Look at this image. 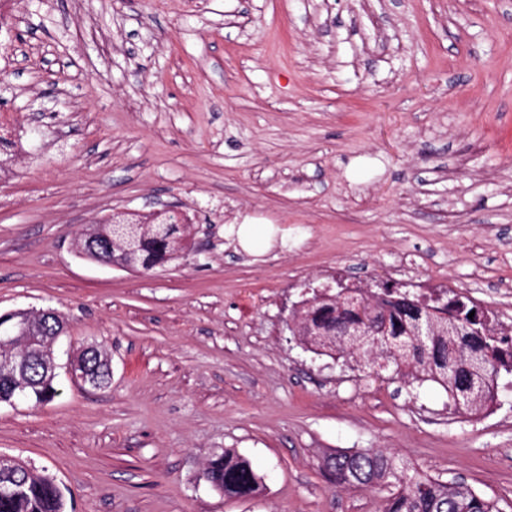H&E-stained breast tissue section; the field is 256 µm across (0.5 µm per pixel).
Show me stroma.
I'll return each mask as SVG.
<instances>
[{"instance_id": "stroma-1", "label": "stroma", "mask_w": 512, "mask_h": 512, "mask_svg": "<svg viewBox=\"0 0 512 512\" xmlns=\"http://www.w3.org/2000/svg\"><path fill=\"white\" fill-rule=\"evenodd\" d=\"M0 313L52 308L56 350L112 361L0 404V454L68 512H381L393 483L334 485L333 449L455 480L512 512V387L491 410L307 351L291 306L397 273L512 324V0H17L0 27ZM192 217L150 272L76 256L117 210ZM288 238L251 254L231 225ZM265 487L203 478L224 449ZM79 369L83 373L78 372V366L69 363L66 374L71 382L94 385H107L111 381L109 365L111 362L107 354L97 347V351H90L84 348L74 359Z\"/></svg>"}]
</instances>
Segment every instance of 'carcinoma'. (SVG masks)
Returning <instances> with one entry per match:
<instances>
[{"label":"carcinoma","mask_w":512,"mask_h":512,"mask_svg":"<svg viewBox=\"0 0 512 512\" xmlns=\"http://www.w3.org/2000/svg\"><path fill=\"white\" fill-rule=\"evenodd\" d=\"M158 225L143 224L140 227L142 248L138 252L137 265L154 269L179 258L185 251L189 237L187 224H170L164 240L154 238ZM394 302L390 303L389 321L398 330L394 336H373L371 342L360 349H351L336 340V325L318 333L300 319L301 339L317 354L350 357L364 363L378 374L392 371L406 376L411 382H433L441 386L448 399L460 397L468 400L465 411L479 414L497 398V378L512 374V342L502 338L495 318L484 307L469 298L450 293L441 299H429L418 306L419 296L407 290L385 289ZM444 308L448 316L455 318L460 333L448 335L436 325L432 334L411 343L408 353L397 357L390 353L394 340H408L406 330L426 309ZM473 318H468L470 312ZM42 344L25 346L21 343L9 349L21 368L22 378L29 384L32 401L43 404L57 394V382L53 373L50 337H40ZM483 350L484 366H474L471 349ZM86 376V382L107 385L111 381L107 354L102 349L81 350L75 359ZM338 485L354 488L378 484L394 474V461L382 452L355 451L352 458L337 457L325 466ZM15 474L16 489L0 497V512H67L65 495L54 478L46 470L38 469L26 461L0 459V478L3 472ZM212 487L228 497H250L262 488V478L255 473L249 461L232 449L214 455L206 466ZM383 512H498L493 502L478 495L467 485L445 481L439 477L417 474L402 482L386 499Z\"/></svg>","instance_id":"cac0c4a2"}]
</instances>
